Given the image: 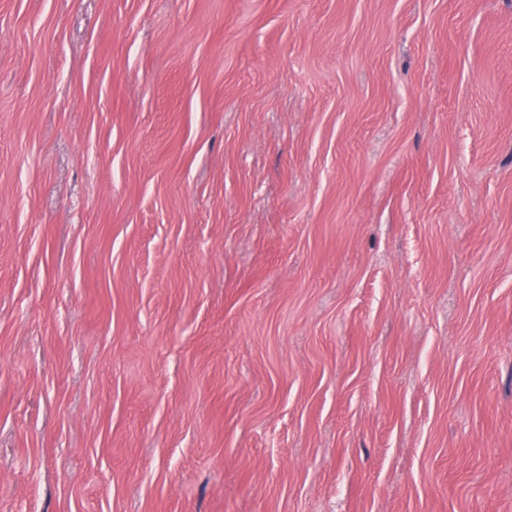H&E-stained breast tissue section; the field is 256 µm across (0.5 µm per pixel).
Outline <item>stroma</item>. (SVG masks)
<instances>
[{"mask_svg":"<svg viewBox=\"0 0 512 512\" xmlns=\"http://www.w3.org/2000/svg\"><path fill=\"white\" fill-rule=\"evenodd\" d=\"M0 512H512V0H0Z\"/></svg>","mask_w":512,"mask_h":512,"instance_id":"obj_1","label":"stroma"}]
</instances>
